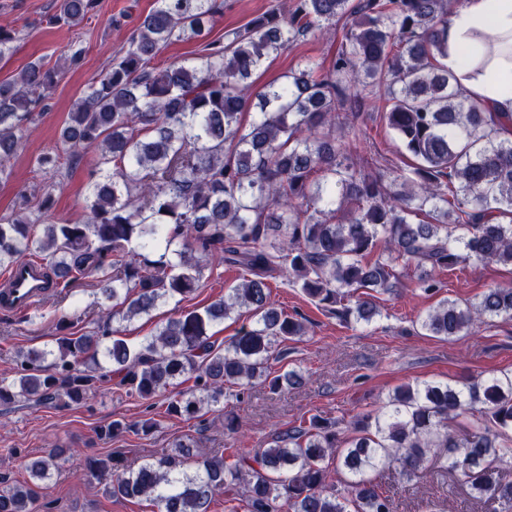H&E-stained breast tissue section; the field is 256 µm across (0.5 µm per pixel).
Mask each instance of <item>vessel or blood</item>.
Returning <instances> with one entry per match:
<instances>
[{
    "label": "vessel or blood",
    "instance_id": "vessel-or-blood-1",
    "mask_svg": "<svg viewBox=\"0 0 512 512\" xmlns=\"http://www.w3.org/2000/svg\"><path fill=\"white\" fill-rule=\"evenodd\" d=\"M54 288L55 284L42 261L22 260L0 277V310L15 313L32 311Z\"/></svg>",
    "mask_w": 512,
    "mask_h": 512
}]
</instances>
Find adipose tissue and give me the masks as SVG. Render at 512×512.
I'll return each instance as SVG.
<instances>
[{
	"mask_svg": "<svg viewBox=\"0 0 512 512\" xmlns=\"http://www.w3.org/2000/svg\"><path fill=\"white\" fill-rule=\"evenodd\" d=\"M444 63L463 95L512 113V0H466L448 18Z\"/></svg>",
	"mask_w": 512,
	"mask_h": 512,
	"instance_id": "ef3b65f1",
	"label": "adipose tissue"
}]
</instances>
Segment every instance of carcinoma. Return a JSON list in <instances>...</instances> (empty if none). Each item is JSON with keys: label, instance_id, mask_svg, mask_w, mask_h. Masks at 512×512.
Masks as SVG:
<instances>
[{"label": "carcinoma", "instance_id": "1", "mask_svg": "<svg viewBox=\"0 0 512 512\" xmlns=\"http://www.w3.org/2000/svg\"><path fill=\"white\" fill-rule=\"evenodd\" d=\"M96 0H58L54 21L79 25ZM463 0H291L210 40L222 0H155L128 47L73 103L61 130L66 161L88 146L103 169L80 224L0 217V269L40 255L56 284L91 275L97 330L72 336L60 321L55 348L17 354V376L0 381V414L82 404L112 381L151 399L191 380L167 405L192 419L255 385L281 391L295 370H273L278 346L306 335L278 310L267 279L288 274L322 310L349 323L382 314L380 295L414 268L417 287L443 288L433 272L496 263L512 267V116L461 97L447 56L448 16ZM336 30L333 60L292 70L250 98L245 82L265 60L316 30ZM203 41L193 61L157 67L174 40ZM62 69L42 59L0 83V175L18 151L22 123L44 105ZM385 87L379 121L402 142L401 189L359 156L351 103ZM256 110L247 122L245 112ZM232 266L241 282L203 310L182 312L137 345L117 320L147 315L193 293L204 270ZM112 307L101 308L102 301ZM246 311L254 322L224 347L208 327ZM512 318V283L461 305L440 300L418 320L451 340L473 325ZM463 417L467 430L448 433ZM435 461L459 475L486 512H512V372L458 385L417 380L379 408L357 414L345 437L317 415L276 434L266 448L217 451L187 470L180 445L138 468L110 454L88 458L112 473L114 497L150 498L160 512H209L215 495L243 497L247 512H393L387 468L408 481ZM341 479L326 481L328 464ZM62 467L54 450L30 461L31 481L0 479V512H37Z\"/></svg>", "mask_w": 512, "mask_h": 512}]
</instances>
